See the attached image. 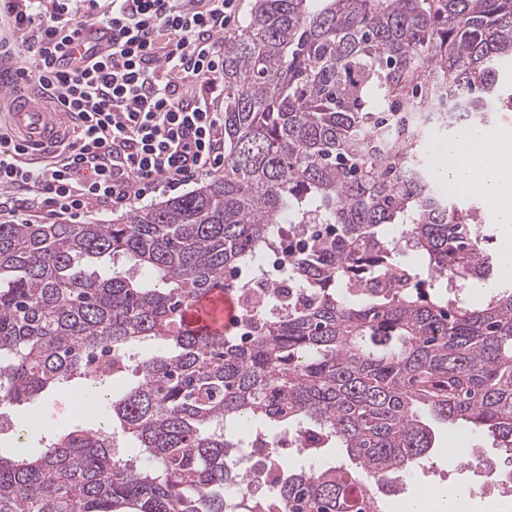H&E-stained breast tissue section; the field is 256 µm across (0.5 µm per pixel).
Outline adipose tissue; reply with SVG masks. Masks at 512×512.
Masks as SVG:
<instances>
[{
    "label": "adipose tissue",
    "instance_id": "adipose-tissue-1",
    "mask_svg": "<svg viewBox=\"0 0 512 512\" xmlns=\"http://www.w3.org/2000/svg\"><path fill=\"white\" fill-rule=\"evenodd\" d=\"M443 162L438 172L449 187L464 194L485 197L498 221L512 225V131L460 132L441 147Z\"/></svg>",
    "mask_w": 512,
    "mask_h": 512
}]
</instances>
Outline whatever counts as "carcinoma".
Wrapping results in <instances>:
<instances>
[{
    "label": "carcinoma",
    "mask_w": 512,
    "mask_h": 512,
    "mask_svg": "<svg viewBox=\"0 0 512 512\" xmlns=\"http://www.w3.org/2000/svg\"><path fill=\"white\" fill-rule=\"evenodd\" d=\"M512 0H254L224 40V174L116 224L0 223V401L28 403L112 354L137 383L112 428L0 454V512H385L379 494L434 448V425L512 457V282L482 208L435 189L426 129L481 131L512 111ZM329 224L291 254L292 298L203 334L186 311L284 224ZM112 261L100 272L97 262ZM147 339L165 347L130 365ZM283 469L236 491L238 424ZM342 461L296 469L280 438Z\"/></svg>",
    "instance_id": "obj_1"
}]
</instances>
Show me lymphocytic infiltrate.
Here are the masks:
<instances>
[{"label":"lymphocytic infiltrate","instance_id":"f902f5d3","mask_svg":"<svg viewBox=\"0 0 512 512\" xmlns=\"http://www.w3.org/2000/svg\"><path fill=\"white\" fill-rule=\"evenodd\" d=\"M97 0H0L11 29L0 60L29 44L32 67L19 71L49 102L77 114L68 158L38 167L20 144L0 140V216L42 204L73 216L91 202L123 207L157 183L175 190L222 165L224 32L235 0H109L103 50L67 58Z\"/></svg>","mask_w":512,"mask_h":512}]
</instances>
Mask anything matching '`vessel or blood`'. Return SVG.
I'll return each mask as SVG.
<instances>
[{
  "label": "vessel or blood",
  "mask_w": 512,
  "mask_h": 512,
  "mask_svg": "<svg viewBox=\"0 0 512 512\" xmlns=\"http://www.w3.org/2000/svg\"><path fill=\"white\" fill-rule=\"evenodd\" d=\"M11 123L26 145V156L52 161L61 155L60 142L71 124L67 112L45 111L37 102L12 95ZM187 318L196 327L207 331L214 327L232 330L240 316L233 297L223 289H215L188 311Z\"/></svg>",
  "instance_id": "b4317fda"
}]
</instances>
